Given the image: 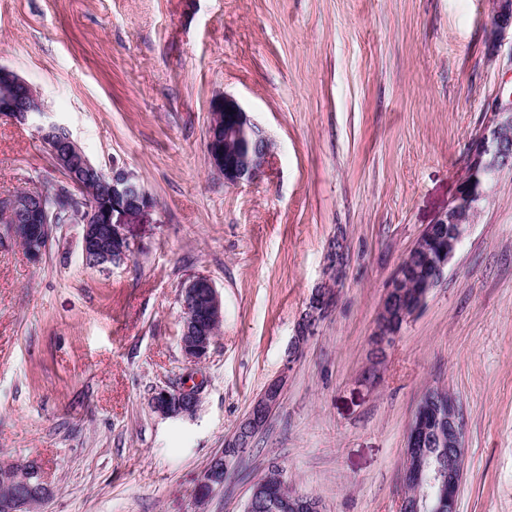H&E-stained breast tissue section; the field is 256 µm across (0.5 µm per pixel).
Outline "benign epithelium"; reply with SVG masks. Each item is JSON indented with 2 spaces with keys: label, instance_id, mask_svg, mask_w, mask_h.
Returning a JSON list of instances; mask_svg holds the SVG:
<instances>
[{
  "label": "benign epithelium",
  "instance_id": "1",
  "mask_svg": "<svg viewBox=\"0 0 512 512\" xmlns=\"http://www.w3.org/2000/svg\"><path fill=\"white\" fill-rule=\"evenodd\" d=\"M492 33L498 35L512 27V0H493ZM10 89L0 95V116L10 118L19 125H33L41 141L47 146L57 165L72 169L66 181L56 186L79 202V210L86 214L82 235V253L88 256L99 252L95 264L106 268L125 261L131 253V243L122 232V225L137 218L150 205L145 188L132 173L116 164L105 172L88 159L67 127L55 122L45 123V114L39 91L10 68L0 65V86ZM209 112L224 113V125L209 121L206 150L212 167L224 176L231 186L251 182L268 168L274 159L272 139L267 131L253 120L237 99L230 95L217 96L210 102ZM261 133V142L245 158L225 148L230 137H246ZM512 165V97L498 98L488 105V118L471 140L465 158V173L457 197L448 210L428 225L417 238L411 250L402 258L386 288L381 309L370 343L375 363H381L395 342L402 326L424 304L430 290L441 280L449 262L457 252L465 226L474 223L480 204L489 196V188L499 172ZM95 178L101 191L111 200L106 213L98 204L83 194L85 181ZM0 209L25 219L40 220L47 224L55 215L47 210L44 196L36 191L0 195ZM112 225V252L98 250L99 224ZM423 256L428 266L421 274L419 286L408 290L405 284L417 269L416 257ZM346 268V249L343 239L336 238L325 267V280L310 299L307 311L298 325L290 352H297L313 331V325L323 317L329 295L343 286ZM205 302L210 320L223 319V302L213 284L205 276H196L183 289L184 310L182 352L196 363L204 359L214 338L206 335L198 323L199 302ZM284 378L271 380L262 394L253 401L248 413L239 423L234 435L225 441V449L217 454L224 465L240 457L264 427L272 411L280 404ZM200 383L189 377L177 389H160L152 397V407L159 415L178 418L191 415L199 403ZM431 440L440 448L448 449V467L425 463L417 449ZM464 475V442L462 423L454 400L443 390L422 399L407 432L401 480L414 489L413 502L417 512H458V500ZM224 484V470L209 464L196 485V500L205 501L213 490ZM402 497L399 512L409 507ZM322 512V507L311 496L291 494L288 500L280 495L259 493L255 487L245 505V512Z\"/></svg>",
  "mask_w": 512,
  "mask_h": 512
}]
</instances>
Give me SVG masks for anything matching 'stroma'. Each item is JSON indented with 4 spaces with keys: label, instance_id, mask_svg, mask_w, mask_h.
Listing matches in <instances>:
<instances>
[{
    "label": "stroma",
    "instance_id": "stroma-1",
    "mask_svg": "<svg viewBox=\"0 0 512 512\" xmlns=\"http://www.w3.org/2000/svg\"><path fill=\"white\" fill-rule=\"evenodd\" d=\"M492 0H0V65L36 86L90 160L151 207L130 257H82L54 228L40 260L0 242V461L34 457V512H244L278 464L322 512H398L408 426L442 386L462 417L459 512H512V169L499 173L443 279L376 382L368 342L387 284L454 200L484 106L512 89ZM234 96L275 143L261 177L210 165L211 99ZM62 176L33 127L0 117V195ZM345 281L297 357L289 346L329 247ZM212 280L224 318L183 356L182 290ZM280 407L205 504L193 489L280 373ZM201 380L192 416L160 388ZM200 385L191 376L177 389H160L152 397V407L159 415L167 418L192 415L199 403Z\"/></svg>",
    "mask_w": 512,
    "mask_h": 512
}]
</instances>
